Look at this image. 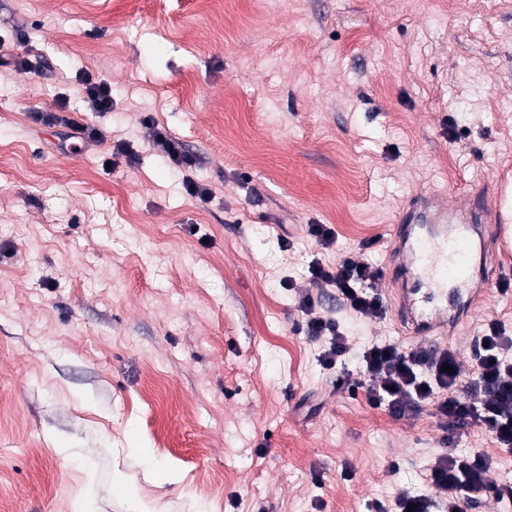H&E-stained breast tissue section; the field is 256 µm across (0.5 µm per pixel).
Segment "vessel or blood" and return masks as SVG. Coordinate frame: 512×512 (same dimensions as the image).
Returning <instances> with one entry per match:
<instances>
[{
    "label": "vessel or blood",
    "mask_w": 512,
    "mask_h": 512,
    "mask_svg": "<svg viewBox=\"0 0 512 512\" xmlns=\"http://www.w3.org/2000/svg\"><path fill=\"white\" fill-rule=\"evenodd\" d=\"M500 208L495 224H488V206L476 192L463 208L439 204L431 213L416 208L398 217L396 276L404 284L398 318L417 341L433 342L434 329L447 324L448 305H458L462 316L472 312V304H460L459 291L474 286L487 293L490 280L474 279L475 249L487 233L500 249L512 248V203Z\"/></svg>",
    "instance_id": "1"
}]
</instances>
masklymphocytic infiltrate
<instances>
[{
	"label": "lymphocytic infiltrate",
	"instance_id": "lymphocytic-infiltrate-1",
	"mask_svg": "<svg viewBox=\"0 0 512 512\" xmlns=\"http://www.w3.org/2000/svg\"><path fill=\"white\" fill-rule=\"evenodd\" d=\"M153 143L163 160L182 172L186 192L208 201L212 192L190 177L195 162L180 140L157 129ZM308 274L316 287L334 289L341 306L351 314L373 322L386 317L381 272L372 261L346 255L332 264L317 260L309 265ZM317 304V298L310 295L299 300L298 309L306 321L298 330L310 340H325L320 361L327 368L339 367L338 391L352 396L364 393L371 405L386 408L395 418L434 407L442 429L476 425L488 432L499 448L512 452V336L506 335L498 322L487 324L484 344L478 347L475 368L468 375L461 370L454 348L405 347L391 342L364 347L357 369L349 371L344 363L352 348L335 320L314 316ZM491 466L490 457L481 453L470 457L450 451L438 454L429 467L430 483L433 490H442V498L405 492L396 500L397 512L410 507L415 512H467L474 500L490 492L500 499L511 498V486L495 489L488 483Z\"/></svg>",
	"mask_w": 512,
	"mask_h": 512
}]
</instances>
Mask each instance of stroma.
Masks as SVG:
<instances>
[{"mask_svg":"<svg viewBox=\"0 0 512 512\" xmlns=\"http://www.w3.org/2000/svg\"><path fill=\"white\" fill-rule=\"evenodd\" d=\"M0 42L29 62L0 70V512H392L449 449L512 484L480 427L337 392L296 331L313 260L391 274L414 195L512 183V0H0ZM50 112L103 142L63 146ZM485 265L467 367L486 323L512 334V262ZM316 313L354 351L413 342L330 288ZM86 101L95 112H108L112 109V86L104 80L93 78L91 73L80 77ZM153 143L160 152L163 160L174 170L183 174L182 182L187 193L201 202H207L211 196V190L197 184L188 174L195 167L194 159L185 151L183 144L176 137L171 136L164 129H156L153 132Z\"/></svg>","mask_w":512,"mask_h":512,"instance_id":"obj_1","label":"stroma"}]
</instances>
